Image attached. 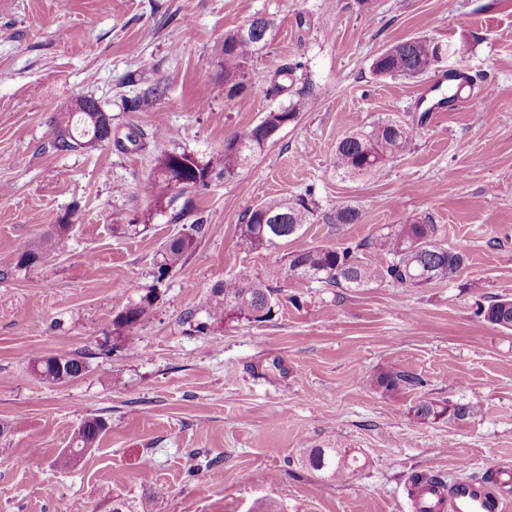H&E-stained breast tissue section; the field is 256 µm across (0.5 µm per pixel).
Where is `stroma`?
<instances>
[{
	"instance_id": "35a3bbf8",
	"label": "stroma",
	"mask_w": 512,
	"mask_h": 512,
	"mask_svg": "<svg viewBox=\"0 0 512 512\" xmlns=\"http://www.w3.org/2000/svg\"><path fill=\"white\" fill-rule=\"evenodd\" d=\"M256 12L277 30L246 90L228 97L216 65L226 31ZM424 36L465 45L416 79L377 76L392 43ZM296 66L281 94L275 71ZM475 79L444 112L422 92L448 70ZM165 92L131 112L153 84ZM95 98L145 149L103 143L66 154L56 120ZM303 100L288 126L234 182L155 202L140 191L153 161H205L266 112ZM418 127L409 152L361 180L336 174L337 143L388 117ZM312 189L317 211L288 246L253 250L240 218ZM353 204L356 224H332ZM65 243L27 270L21 248L69 212ZM203 219L187 261L159 274V249ZM431 220L461 252L453 281L386 282L346 290L291 277L265 323L212 324V288L245 272L264 279L287 251L370 241L395 224ZM140 224L137 233L115 232ZM0 512H104L102 490L136 499L161 485L157 512H410L421 473L476 479L512 466V330L479 310L512 297V0H0ZM156 298L134 327L112 320L135 288ZM192 323H184L186 312ZM85 351L89 372L44 385L31 361ZM422 386L389 394L383 373ZM422 399L477 405L475 414L421 422ZM106 431L78 463L75 431ZM335 443L363 462L345 483L301 464Z\"/></svg>"
}]
</instances>
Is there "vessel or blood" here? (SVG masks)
Here are the masks:
<instances>
[{
	"label": "vessel or blood",
	"instance_id": "vessel-or-blood-1",
	"mask_svg": "<svg viewBox=\"0 0 512 512\" xmlns=\"http://www.w3.org/2000/svg\"><path fill=\"white\" fill-rule=\"evenodd\" d=\"M512 480V468L504 466L490 471L482 481L456 479L447 481L428 476L413 489L412 512H502V500L494 493L503 479Z\"/></svg>",
	"mask_w": 512,
	"mask_h": 512
}]
</instances>
